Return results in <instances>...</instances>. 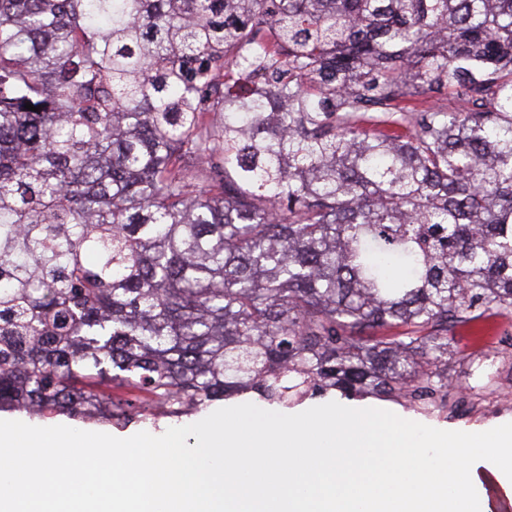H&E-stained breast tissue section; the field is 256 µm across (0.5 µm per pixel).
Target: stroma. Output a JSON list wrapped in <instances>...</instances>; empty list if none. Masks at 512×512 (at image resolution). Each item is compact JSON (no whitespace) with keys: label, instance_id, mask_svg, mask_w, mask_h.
Returning a JSON list of instances; mask_svg holds the SVG:
<instances>
[{"label":"stroma","instance_id":"35a3bbf8","mask_svg":"<svg viewBox=\"0 0 512 512\" xmlns=\"http://www.w3.org/2000/svg\"><path fill=\"white\" fill-rule=\"evenodd\" d=\"M448 402L445 407L423 410L404 400L374 396L355 398L351 407H374L402 418L442 430L483 432L512 423V311L489 310L476 322L449 332ZM205 411L191 410L178 417H159L156 424L81 420L62 414L31 418L34 426L67 425L76 429L127 438L145 431L158 436L168 428L205 418Z\"/></svg>","mask_w":512,"mask_h":512}]
</instances>
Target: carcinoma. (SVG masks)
<instances>
[{
  "label": "carcinoma",
  "mask_w": 512,
  "mask_h": 512,
  "mask_svg": "<svg viewBox=\"0 0 512 512\" xmlns=\"http://www.w3.org/2000/svg\"><path fill=\"white\" fill-rule=\"evenodd\" d=\"M491 308L512 0H0V410L434 404Z\"/></svg>",
  "instance_id": "carcinoma-1"
}]
</instances>
